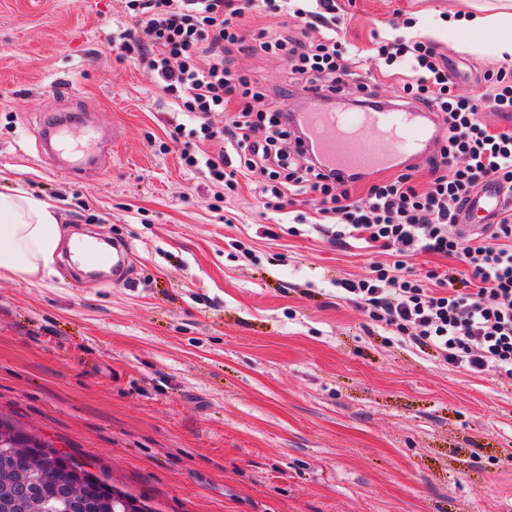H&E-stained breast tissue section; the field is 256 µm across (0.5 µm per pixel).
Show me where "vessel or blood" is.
Here are the masks:
<instances>
[{"label":"vessel or blood","mask_w":512,"mask_h":512,"mask_svg":"<svg viewBox=\"0 0 512 512\" xmlns=\"http://www.w3.org/2000/svg\"><path fill=\"white\" fill-rule=\"evenodd\" d=\"M299 119L308 128L321 161L345 175L397 167L427 155L430 143L440 138L430 113L410 106L336 111L325 108L322 98L314 94ZM38 147L57 169L74 178L98 165L105 150L97 126L85 112L65 117L46 114ZM499 205L494 190L478 193L462 215V228L486 223Z\"/></svg>","instance_id":"b4317fda"}]
</instances>
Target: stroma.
<instances>
[{"label": "stroma", "instance_id": "35a3bbf8", "mask_svg": "<svg viewBox=\"0 0 512 512\" xmlns=\"http://www.w3.org/2000/svg\"><path fill=\"white\" fill-rule=\"evenodd\" d=\"M465 0H336L349 53L407 36ZM118 0H0V193L122 238L133 287L56 260L0 278V415L39 432L158 512H512V377L470 374L338 296L392 263L260 216L241 190L211 206L204 174L162 151L188 123L122 58ZM479 97L498 61L438 39ZM272 95L274 59H237ZM87 110L116 129L112 166L71 179L38 152L45 113ZM233 223H225V213ZM250 256H243V249Z\"/></svg>", "mask_w": 512, "mask_h": 512}]
</instances>
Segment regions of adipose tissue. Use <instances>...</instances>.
<instances>
[{
	"label": "adipose tissue",
	"instance_id": "ef3b65f1",
	"mask_svg": "<svg viewBox=\"0 0 512 512\" xmlns=\"http://www.w3.org/2000/svg\"><path fill=\"white\" fill-rule=\"evenodd\" d=\"M436 34L462 49L489 51L512 61V0L439 20ZM61 238L54 206L22 189L0 194V274L33 277L50 270Z\"/></svg>",
	"mask_w": 512,
	"mask_h": 512
}]
</instances>
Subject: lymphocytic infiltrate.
<instances>
[{"instance_id":"obj_1","label":"lymphocytic infiltrate","mask_w":512,"mask_h":512,"mask_svg":"<svg viewBox=\"0 0 512 512\" xmlns=\"http://www.w3.org/2000/svg\"><path fill=\"white\" fill-rule=\"evenodd\" d=\"M126 24L113 43L149 77L161 95L191 114L195 128L175 127L180 158L189 169L206 168L216 200L247 187L264 212L282 211L299 196L316 193L314 218L298 215L338 242L395 251L396 261L363 276L341 278V299L412 341L433 347L437 358L470 373L495 366L512 375V129L489 128L483 110L512 113V67L483 77L480 98L455 91L447 57L428 37L374 42L386 77L404 98L441 117L446 131L427 160L426 187L418 168L346 177L326 168L288 106H268L267 95L235 65L250 52L283 63L298 91L370 104L377 84L361 58L342 48L336 0L313 8L288 0H121ZM259 10L275 26L246 37L242 20ZM224 115L214 127L211 113ZM225 144L209 156L205 145ZM497 185L503 202L493 224L458 231L471 197ZM428 253L444 263L413 278L406 258Z\"/></svg>"}]
</instances>
